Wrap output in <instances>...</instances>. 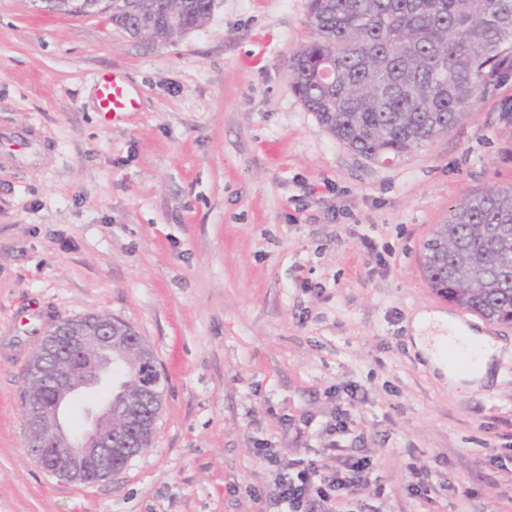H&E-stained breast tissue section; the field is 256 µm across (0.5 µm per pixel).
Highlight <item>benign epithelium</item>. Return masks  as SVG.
Wrapping results in <instances>:
<instances>
[{
    "label": "benign epithelium",
    "instance_id": "benign-epithelium-1",
    "mask_svg": "<svg viewBox=\"0 0 512 512\" xmlns=\"http://www.w3.org/2000/svg\"><path fill=\"white\" fill-rule=\"evenodd\" d=\"M69 11L95 12L134 9L133 0H64ZM54 327H49L33 351L24 376L25 444L31 454L45 459L49 471L68 481H81L89 470L101 478L112 476L113 460L131 456L118 446L112 435L114 398L127 391L124 380L113 385V397L99 404L83 428L74 429L65 419V411L76 397L92 392L112 373V366L122 364L134 373L140 393L151 394L163 387V379L148 351L137 355L122 346L131 335L126 326L102 314L81 316L66 329L68 349L78 353L72 359L60 354L52 359L47 351L53 345Z\"/></svg>",
    "mask_w": 512,
    "mask_h": 512
}]
</instances>
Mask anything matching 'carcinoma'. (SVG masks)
<instances>
[{
	"instance_id": "obj_1",
	"label": "carcinoma",
	"mask_w": 512,
	"mask_h": 512,
	"mask_svg": "<svg viewBox=\"0 0 512 512\" xmlns=\"http://www.w3.org/2000/svg\"><path fill=\"white\" fill-rule=\"evenodd\" d=\"M214 0H138L131 22L169 15V37L201 26ZM313 39L289 59L293 93L354 152L395 159L447 132L512 70V0H307ZM335 72L328 85L323 70ZM428 287L488 320L512 322V186L466 196L429 242Z\"/></svg>"
}]
</instances>
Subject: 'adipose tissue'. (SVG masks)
<instances>
[{
    "mask_svg": "<svg viewBox=\"0 0 512 512\" xmlns=\"http://www.w3.org/2000/svg\"><path fill=\"white\" fill-rule=\"evenodd\" d=\"M415 346L428 359L433 368L442 370L449 387L460 390H473L488 384L495 371V363L500 355V345L493 338L477 329H463L461 322L451 314L435 311L417 313L412 321ZM465 331L472 343L480 346L481 354L476 363L465 372L458 373L446 369L435 347L431 330Z\"/></svg>",
    "mask_w": 512,
    "mask_h": 512,
    "instance_id": "1",
    "label": "adipose tissue"
}]
</instances>
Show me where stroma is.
I'll return each instance as SVG.
<instances>
[{"mask_svg":"<svg viewBox=\"0 0 512 512\" xmlns=\"http://www.w3.org/2000/svg\"><path fill=\"white\" fill-rule=\"evenodd\" d=\"M306 13L215 0L201 27L145 43L107 14L0 0V131L51 145L37 166L0 158V512H279L256 449L317 458L350 384L364 400L339 442L372 461L353 512H512V323L464 314L419 261L462 198L512 186V71L447 133L370 160L290 89ZM112 73L138 100L115 122L96 85ZM420 310L500 342L488 385L429 368ZM41 311L111 315L155 355L153 447L109 479H59L25 447Z\"/></svg>","mask_w":512,"mask_h":512,"instance_id":"stroma-1","label":"stroma"}]
</instances>
